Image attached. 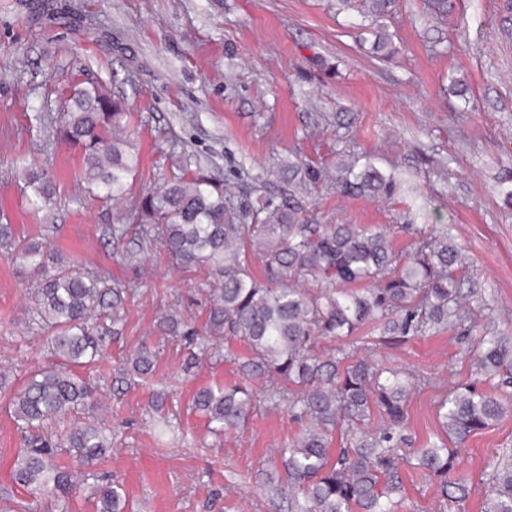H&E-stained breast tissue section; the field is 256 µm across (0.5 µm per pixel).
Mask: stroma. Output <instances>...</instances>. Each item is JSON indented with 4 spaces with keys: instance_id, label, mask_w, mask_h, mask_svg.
I'll list each match as a JSON object with an SVG mask.
<instances>
[{
    "instance_id": "1",
    "label": "stroma",
    "mask_w": 512,
    "mask_h": 512,
    "mask_svg": "<svg viewBox=\"0 0 512 512\" xmlns=\"http://www.w3.org/2000/svg\"><path fill=\"white\" fill-rule=\"evenodd\" d=\"M49 2L52 21L0 0V223L134 291L119 336L84 373L94 416L112 430L96 475L111 478L126 512H288L274 451L303 429L285 402L263 396L237 430L210 433L193 399L202 388L242 382L246 344L217 340L191 360L182 338L157 325L173 314L183 329L202 330L207 271L186 273L162 251L112 240L110 226L170 177L171 150L207 167L243 207L256 203L240 191L256 174L263 194L282 197L289 156L330 171L337 154L373 155L400 172L397 196L344 197L325 179L309 188L306 222L380 227L399 253L419 232L451 227L466 257L462 274L474 281L470 309L491 311L498 331L512 336V203L503 191L512 176V0H457L442 23L423 0H399L382 28L397 50L389 61L373 52L374 32L353 28L335 0ZM86 77L123 95L133 116L141 168L116 204L85 192L79 154L36 119L59 117L57 90ZM19 155L54 179L49 213L34 211L12 168ZM31 318L15 265L0 252V370L9 384L0 391V487L10 485L24 448L11 393L30 367L53 363ZM354 340L356 354L427 377L407 402L415 445L426 446L441 432L439 398L471 376L463 344L448 331L394 340L368 326ZM144 347L154 366L140 375L128 360ZM503 448H512V413L467 442L462 464L475 485ZM402 476V512H440L433 481L410 468Z\"/></svg>"
}]
</instances>
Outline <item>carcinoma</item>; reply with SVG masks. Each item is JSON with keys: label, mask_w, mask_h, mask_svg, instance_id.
Returning a JSON list of instances; mask_svg holds the SVG:
<instances>
[{"label": "carcinoma", "mask_w": 512, "mask_h": 512, "mask_svg": "<svg viewBox=\"0 0 512 512\" xmlns=\"http://www.w3.org/2000/svg\"><path fill=\"white\" fill-rule=\"evenodd\" d=\"M454 0H426L432 17L445 20ZM376 23L390 16L396 0H336ZM56 139L80 150L87 188L115 202L125 198L140 158L131 138L124 96L109 93L99 80L79 81L66 92L56 124L44 116ZM34 194L36 208L51 204L55 186L47 173L23 157L14 160ZM165 184L147 193L129 216L112 225V239L130 232L139 247L157 248L184 271L208 268L211 302L205 336L197 348L207 353L213 337L239 340L249 349L241 368L251 378H279L295 387L267 394L288 401V413L307 427L278 449L284 486L294 512H400L401 468L410 465L434 480L440 503L453 507L476 491L460 460L471 436L512 411V338L489 332L473 336V313L457 272L462 248L446 231L414 242L403 256L385 231L360 224H306L299 188L322 180L323 170L298 159L281 170L288 195L242 209L231 193L191 157L176 159ZM336 192L345 197L391 198L396 176L369 156L336 158ZM0 250L16 263V273L33 280L27 289L32 325L51 333L53 354L70 368L31 374L9 404L26 449L11 472L12 482L60 506L80 493L73 471L56 462L61 453L82 466L95 464L111 447L107 428L77 414L90 405V383L71 367L92 365L103 356L111 328L121 321L127 289L84 271L38 238L21 237L0 224ZM258 257L262 276L249 259ZM368 324L393 339L452 331L470 336L472 372L492 383L493 392L468 384L454 386L438 406L445 438L405 454L409 444L406 404L420 377L387 370L343 349L332 356L315 351L320 338L344 340ZM247 385L207 387L194 404L218 432L237 429L254 408ZM381 426H370L373 414ZM345 447L331 456L334 435ZM454 447H448V443ZM481 488L486 512H512V451L492 458ZM118 491H100L98 512H123Z\"/></svg>", "instance_id": "cac0c4a2"}]
</instances>
